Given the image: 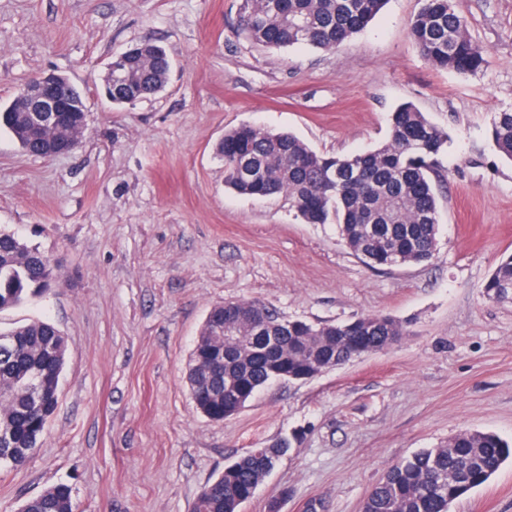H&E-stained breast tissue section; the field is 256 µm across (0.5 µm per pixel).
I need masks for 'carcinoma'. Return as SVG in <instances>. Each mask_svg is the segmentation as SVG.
<instances>
[{"instance_id": "carcinoma-1", "label": "carcinoma", "mask_w": 512, "mask_h": 512, "mask_svg": "<svg viewBox=\"0 0 512 512\" xmlns=\"http://www.w3.org/2000/svg\"><path fill=\"white\" fill-rule=\"evenodd\" d=\"M410 24L413 44L431 65L473 74L487 63L474 44L454 0H422ZM385 0H240L237 31L270 49L305 46L332 50L365 30ZM121 81L112 85V105L123 106L161 92L171 62L166 51L144 40L125 51ZM64 133L35 134L32 113L0 112V131L22 150L53 156L79 139L83 115ZM490 137L512 160V110L495 114ZM448 133L411 104L388 118L385 144L344 157L312 151L290 133L241 125L224 133L216 157L224 163L225 186L239 194L288 195L307 224L336 223L352 254L372 267L391 268L429 261L437 247V186ZM50 259L0 226V311L60 285ZM486 295L512 294V255L502 259L485 284ZM239 306L263 319L266 335L279 337L274 355L258 341L249 355H222L213 323L224 321V306L212 308L191 353L187 382L197 409L224 420V394L231 379L244 399L272 380L297 381L400 343L406 330L395 319L371 315L350 322L290 320L260 302ZM66 337L50 322L36 320L0 329V469H19L32 459L58 409L65 367ZM291 446L282 440L251 448L199 490L192 512H241L258 486ZM512 458V445L493 432L464 431L448 443L414 454L389 468L366 498L364 512H450L470 490L485 484ZM21 512H76L72 489L57 484L24 502Z\"/></svg>"}]
</instances>
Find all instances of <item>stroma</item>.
<instances>
[{
	"instance_id": "stroma-1",
	"label": "stroma",
	"mask_w": 512,
	"mask_h": 512,
	"mask_svg": "<svg viewBox=\"0 0 512 512\" xmlns=\"http://www.w3.org/2000/svg\"><path fill=\"white\" fill-rule=\"evenodd\" d=\"M487 52L476 74L433 67L409 26L421 0H387L334 50L276 51L235 31L239 0H0V104L37 73L71 78L81 142L53 158L0 132V225L58 268L55 291L0 311L7 329L53 322L68 349L57 412L28 465L0 470V512L64 483L78 512H191L200 488L251 448L292 445L241 512H362L397 461L465 430L512 440V299L484 285L512 255V161L489 129L512 109V0H455ZM146 38L166 88L114 107L112 56ZM411 103L449 135L432 259L373 268L336 224L286 195L224 186L215 146L249 124L344 156L381 145ZM258 301L288 319L401 322L398 345L303 382L275 381L237 414L199 412L186 383L208 311ZM452 512H512V462Z\"/></svg>"
}]
</instances>
